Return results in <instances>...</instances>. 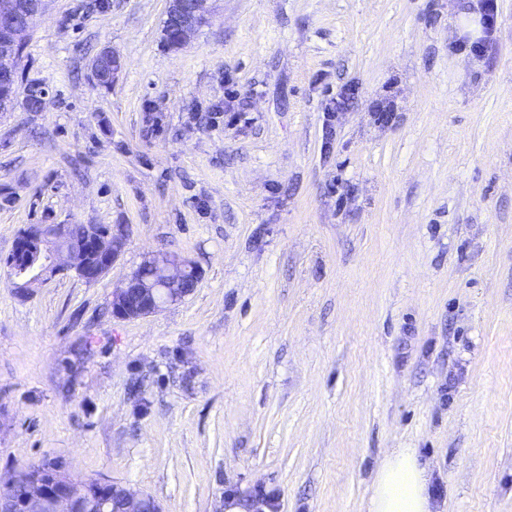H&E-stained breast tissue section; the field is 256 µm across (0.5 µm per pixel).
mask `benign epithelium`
Masks as SVG:
<instances>
[{"label": "benign epithelium", "mask_w": 512, "mask_h": 512, "mask_svg": "<svg viewBox=\"0 0 512 512\" xmlns=\"http://www.w3.org/2000/svg\"><path fill=\"white\" fill-rule=\"evenodd\" d=\"M211 0H169L165 24L181 43L198 31L211 16ZM44 0H0V24L6 26L4 48H0V76L16 72L20 51L25 46L27 28L16 18L28 12L43 13ZM70 224H33L22 229L13 250L7 255L16 292L24 296L28 287L44 283L64 271H73L82 280L92 283L103 278L124 254L127 233L124 226L101 224L84 225L80 238L71 235ZM140 266L153 271L150 285L139 274L131 273L112 291V316L134 320L154 314L163 307L175 304L191 294L185 288L187 274L194 262L182 255L155 253L144 257ZM28 493L14 497L0 495V512H74L73 503L87 498L94 512H105L106 489L120 492L125 498V512H160L156 501L117 483L99 481L76 482L64 475L46 477L40 469H30L24 477Z\"/></svg>", "instance_id": "obj_1"}]
</instances>
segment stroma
<instances>
[{
	"label": "stroma",
	"mask_w": 512,
	"mask_h": 512,
	"mask_svg": "<svg viewBox=\"0 0 512 512\" xmlns=\"http://www.w3.org/2000/svg\"><path fill=\"white\" fill-rule=\"evenodd\" d=\"M475 2L214 0L173 50L168 0H49L18 77L47 106L0 112V257L29 224L128 242L94 283L0 270V480L58 461L162 512H367L413 448L435 512H512V0L489 35ZM156 252L195 290L113 318Z\"/></svg>",
	"instance_id": "1"
}]
</instances>
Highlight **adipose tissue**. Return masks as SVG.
I'll return each mask as SVG.
<instances>
[{"label":"adipose tissue","instance_id":"adipose-tissue-1","mask_svg":"<svg viewBox=\"0 0 512 512\" xmlns=\"http://www.w3.org/2000/svg\"><path fill=\"white\" fill-rule=\"evenodd\" d=\"M428 471L414 449L399 448L378 466L368 512H431Z\"/></svg>","mask_w":512,"mask_h":512}]
</instances>
